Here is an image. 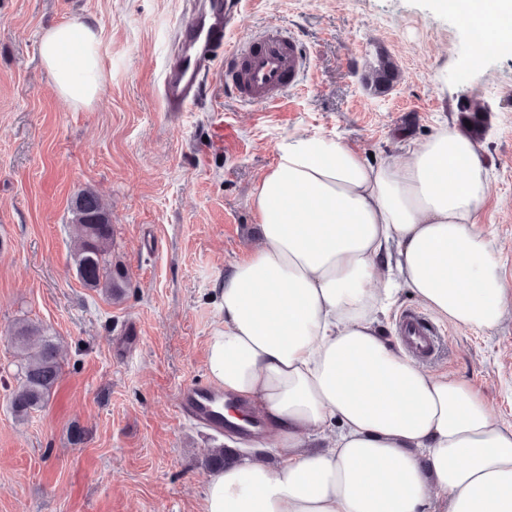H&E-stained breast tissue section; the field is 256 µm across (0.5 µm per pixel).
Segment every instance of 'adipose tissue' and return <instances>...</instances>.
I'll list each match as a JSON object with an SVG mask.
<instances>
[{"label": "adipose tissue", "instance_id": "ef3b65f1", "mask_svg": "<svg viewBox=\"0 0 512 512\" xmlns=\"http://www.w3.org/2000/svg\"><path fill=\"white\" fill-rule=\"evenodd\" d=\"M437 5L477 33V57L512 49V0ZM99 54L91 26L43 30L39 55L68 107L97 98ZM487 192L475 142L449 124L400 162L337 135L278 145L251 197L259 244L216 290L206 369L267 420L280 462L226 463L202 512H512V425L379 327L400 284L457 326L488 332L512 316V282L477 220Z\"/></svg>", "mask_w": 512, "mask_h": 512}]
</instances>
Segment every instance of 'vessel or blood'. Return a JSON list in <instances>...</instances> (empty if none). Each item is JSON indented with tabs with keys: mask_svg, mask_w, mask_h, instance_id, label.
<instances>
[{
	"mask_svg": "<svg viewBox=\"0 0 512 512\" xmlns=\"http://www.w3.org/2000/svg\"><path fill=\"white\" fill-rule=\"evenodd\" d=\"M242 0H198L187 21L177 28V48L167 57L161 73V104L176 115L193 108L204 83L223 84L226 95L247 105L279 101L296 88L307 66L297 39L272 25L255 35L233 38ZM401 338L417 358L437 351L435 330L420 313H405L399 322ZM217 394L208 385H183L177 408L216 433H223L224 416Z\"/></svg>",
	"mask_w": 512,
	"mask_h": 512,
	"instance_id": "vessel-or-blood-1",
	"label": "vessel or blood"
}]
</instances>
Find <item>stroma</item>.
Wrapping results in <instances>:
<instances>
[{"instance_id": "35a3bbf8", "label": "stroma", "mask_w": 512, "mask_h": 512, "mask_svg": "<svg viewBox=\"0 0 512 512\" xmlns=\"http://www.w3.org/2000/svg\"><path fill=\"white\" fill-rule=\"evenodd\" d=\"M186 0H0V512H200L212 448L227 436L181 417V385L207 381L220 320L214 288L256 245L250 194L298 133L337 134L375 160L481 109L490 172L479 223L512 280V52L472 65L471 34L436 0H243L240 31L270 25L300 39L309 64L279 103L250 106L208 84L172 118L156 89ZM51 23L92 24L104 83L89 106L58 98L39 57ZM400 77L363 82L379 56ZM222 120L224 144L210 141ZM93 190L112 215V260L129 286L84 288L71 202ZM48 327L63 373L49 401L15 419L17 359L6 332ZM425 370L469 380L512 424V319L484 333L438 321ZM81 427V443L70 440Z\"/></svg>"}]
</instances>
